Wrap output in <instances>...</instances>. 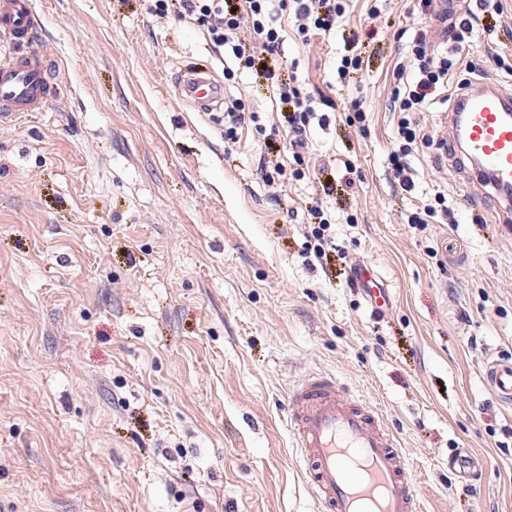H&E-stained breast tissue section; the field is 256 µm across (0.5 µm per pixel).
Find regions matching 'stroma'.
Listing matches in <instances>:
<instances>
[{"label": "stroma", "mask_w": 512, "mask_h": 512, "mask_svg": "<svg viewBox=\"0 0 512 512\" xmlns=\"http://www.w3.org/2000/svg\"><path fill=\"white\" fill-rule=\"evenodd\" d=\"M416 0L338 33L285 29L284 74L320 108L289 146L267 80L235 71L205 33L152 0H33L53 61L52 104L0 127V512H318L292 446L287 395L314 372L377 405L408 458L423 512H512V407L482 371L512 357V234L494 200L434 148L416 191L388 170L387 100ZM470 49L512 65V0ZM381 54L339 82L343 32ZM205 70L262 126L224 142L173 79ZM363 101L364 128L344 108ZM284 173L267 182V141ZM445 193L450 224L407 215ZM321 202L336 243L307 254ZM387 284L371 307L358 266ZM480 458L476 477L448 466Z\"/></svg>", "instance_id": "35a3bbf8"}]
</instances>
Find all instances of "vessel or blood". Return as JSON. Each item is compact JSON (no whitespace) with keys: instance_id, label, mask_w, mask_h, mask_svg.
Instances as JSON below:
<instances>
[{"instance_id":"1","label":"vessel or blood","mask_w":512,"mask_h":512,"mask_svg":"<svg viewBox=\"0 0 512 512\" xmlns=\"http://www.w3.org/2000/svg\"><path fill=\"white\" fill-rule=\"evenodd\" d=\"M40 20L32 0H0V124L52 100L46 59L33 48ZM179 93L199 111L220 107L224 87L207 72L184 73ZM460 157L474 182L502 202L512 223V93L492 81L477 83L448 115ZM484 379L499 401L512 405V359L486 362ZM288 429L304 464L318 512H421L410 463L378 410L348 396L335 375L314 373L289 392Z\"/></svg>"}]
</instances>
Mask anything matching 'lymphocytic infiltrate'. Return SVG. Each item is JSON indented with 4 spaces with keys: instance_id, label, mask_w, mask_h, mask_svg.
<instances>
[{
    "instance_id": "lymphocytic-infiltrate-1",
    "label": "lymphocytic infiltrate",
    "mask_w": 512,
    "mask_h": 512,
    "mask_svg": "<svg viewBox=\"0 0 512 512\" xmlns=\"http://www.w3.org/2000/svg\"><path fill=\"white\" fill-rule=\"evenodd\" d=\"M348 7L349 0H155L156 10H176L180 17L202 28L213 47L224 49L238 68L248 70L263 68L265 59L279 55L283 40L274 23L276 13H288L297 35L306 40L335 31ZM434 52L427 29H420L412 37L407 55L393 68L399 85L392 92L390 109L397 112L398 119L388 160L395 184L408 194L416 187L409 159L433 142L419 120L420 114L430 110L437 97L447 95L449 86L460 91L468 88V74L482 69L485 63L484 57L476 54L446 58L437 65ZM263 70L286 112L284 120L293 135V157L301 159L302 135L316 112L315 101L298 79L285 81L277 71ZM456 70L463 72V79L452 80Z\"/></svg>"
}]
</instances>
